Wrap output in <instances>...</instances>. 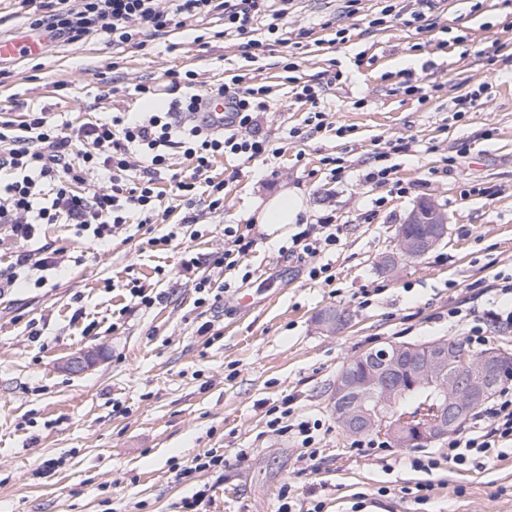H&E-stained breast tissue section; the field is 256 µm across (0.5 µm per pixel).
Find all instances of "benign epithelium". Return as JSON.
I'll return each instance as SVG.
<instances>
[{"label": "benign epithelium", "instance_id": "7a95c632", "mask_svg": "<svg viewBox=\"0 0 512 512\" xmlns=\"http://www.w3.org/2000/svg\"><path fill=\"white\" fill-rule=\"evenodd\" d=\"M448 218L432 201L415 205L397 232L396 252L384 257L382 265L394 268L409 256L421 257L436 248L448 234ZM415 224H427L422 236L409 232ZM348 316L339 310L323 312L318 324L336 332ZM367 375L354 376L344 369L333 388L332 411L345 433L357 438L380 433L394 443L411 439L429 442L448 437L463 419L487 398L496 382L512 373V355L490 350L474 355L448 340L426 343L394 342L371 350L366 356ZM423 388L427 401L440 405L436 418L414 428L390 419L389 406L409 391Z\"/></svg>", "mask_w": 512, "mask_h": 512}]
</instances>
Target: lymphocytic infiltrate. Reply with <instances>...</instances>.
Here are the masks:
<instances>
[{
	"label": "lymphocytic infiltrate",
	"mask_w": 512,
	"mask_h": 512,
	"mask_svg": "<svg viewBox=\"0 0 512 512\" xmlns=\"http://www.w3.org/2000/svg\"><path fill=\"white\" fill-rule=\"evenodd\" d=\"M265 8L266 0H81L76 8L68 7L67 0H48L45 12L29 14L28 25L31 31L67 42L95 30L106 34L113 46L142 47L186 20L213 14L223 17L225 34L243 35ZM243 80L236 74L209 91L229 102L220 131L197 123L201 96L190 90L191 75L176 71L169 73L164 87L136 88L146 98L167 95L160 112L97 117L75 129L50 123L42 111L25 113L16 123L0 120V169L10 174L0 183V235L19 247L13 271L0 277V289L13 287L21 271L57 267V251L24 247L37 225L73 224L103 243L129 216L156 223L162 176H169L185 202L204 188L213 197V208L223 206L224 184L208 175L213 160L224 154L255 159L269 152L266 141L244 138L242 132L266 110L270 90L244 85ZM175 152L191 161V174L171 172ZM130 170L138 171L137 180L127 178ZM77 183L82 191H74ZM338 241L339 227L328 217L292 234L288 253L307 260L310 279L329 283L334 279L331 268L319 258ZM477 418L478 426L469 433L449 438L450 463L464 465L497 443L512 442V385H503Z\"/></svg>",
	"instance_id": "1"
}]
</instances>
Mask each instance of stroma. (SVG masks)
I'll use <instances>...</instances> for the list:
<instances>
[{"instance_id": "1", "label": "stroma", "mask_w": 512, "mask_h": 512, "mask_svg": "<svg viewBox=\"0 0 512 512\" xmlns=\"http://www.w3.org/2000/svg\"><path fill=\"white\" fill-rule=\"evenodd\" d=\"M379 7L292 0L279 43L255 62L246 36H223L213 15L143 49L93 32L0 76V117L42 110L76 126L91 112L151 111L135 88L171 70L194 71L200 90L241 74L271 90L244 135L272 148L214 160L222 209L204 195L185 206L162 180L166 215L142 226L129 218L110 245L71 224L40 226L38 245L62 250L65 270L32 271L31 285L0 294V512H180L203 485L209 512H277L285 498L297 508L322 502L323 512H512V446L464 471L448 466L444 442L372 448L331 411L349 360L390 342L464 340L512 277V0H432L425 21L367 31ZM338 25L354 28L351 41L334 42ZM291 53L297 77L320 89V110L348 125L346 137L307 126L310 107L282 68ZM408 84L425 99L406 95ZM482 84L479 104L454 116V99ZM297 127L301 136H291ZM378 147L389 150L393 184L365 179ZM327 156L345 158L341 175ZM475 184L485 194H470ZM286 187L306 199L300 223L332 215L340 226L338 245L321 257L333 284L310 279L305 262L281 253L286 235L255 221L256 203ZM423 200L445 212L447 239L382 268L396 227ZM188 211L197 224H182ZM228 224L256 241L247 272L185 271V259L223 248ZM199 276L220 290L215 303L197 305ZM136 285L154 305L132 295ZM454 307L461 316H449ZM325 309L348 313V326L319 329ZM83 352L95 357L88 371L63 370ZM284 402L294 417L321 421L317 454L294 434L269 432L267 411ZM210 448L223 449L222 471L178 478V466ZM415 457L435 465L413 468ZM420 482L432 487L426 504L402 497L401 487Z\"/></svg>"}]
</instances>
